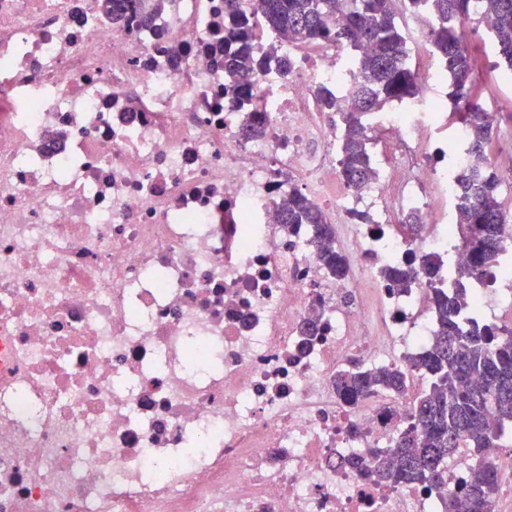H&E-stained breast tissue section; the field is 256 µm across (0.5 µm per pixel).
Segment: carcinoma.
I'll return each instance as SVG.
<instances>
[{
  "label": "carcinoma",
  "mask_w": 512,
  "mask_h": 512,
  "mask_svg": "<svg viewBox=\"0 0 512 512\" xmlns=\"http://www.w3.org/2000/svg\"><path fill=\"white\" fill-rule=\"evenodd\" d=\"M433 19L428 29L430 52L447 72L450 116L467 131L468 171L458 179L455 247L469 256L458 283L481 278L499 262L508 240L507 215L499 201L501 178L488 161L496 116L486 111L472 78L473 64L467 25L488 22L504 62L512 67V0H483L482 14L473 0H224V82L228 95L247 99L253 80L265 67L254 53L252 15L259 13L278 37L292 45L312 42L342 46L354 61L355 92L342 97L328 88L318 90L324 108L341 118L340 176L358 193L372 179L371 158L378 136L365 124L370 112L393 103H410L423 93L421 77L412 66L407 41L395 23L398 11ZM281 223L314 228L313 244L336 279L348 272L347 259L323 249L335 228L321 208L295 189L281 208ZM427 258L418 266H389L384 279L408 288L423 275L434 277ZM463 289L454 295L433 289L435 328L429 348L404 366L355 365L336 375L339 395L354 399L376 392L401 393L409 373L427 380V389L414 401V423L393 446L382 452L371 476L391 487L413 484L441 487L448 480V459L469 448L478 458L494 447L512 423V326L473 323L465 328L458 317ZM505 478L488 469L448 496L445 512H492Z\"/></svg>",
  "instance_id": "carcinoma-1"
}]
</instances>
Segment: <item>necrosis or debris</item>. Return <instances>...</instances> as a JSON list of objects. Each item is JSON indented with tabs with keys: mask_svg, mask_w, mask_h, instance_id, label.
Returning a JSON list of instances; mask_svg holds the SVG:
<instances>
[{
	"mask_svg": "<svg viewBox=\"0 0 512 512\" xmlns=\"http://www.w3.org/2000/svg\"><path fill=\"white\" fill-rule=\"evenodd\" d=\"M223 36L224 0H168L143 28L112 0H0V512H444L480 474L461 456L442 487L373 484L411 397L335 384L429 346L428 281L402 290L383 267L416 249L456 285L469 156L429 164L437 99L373 113L356 194L315 95L350 94L340 54L264 37L234 106ZM295 188L333 215L344 280L280 224ZM362 204L373 223L352 222ZM502 303L512 254L461 313Z\"/></svg>",
	"mask_w": 512,
	"mask_h": 512,
	"instance_id": "obj_1",
	"label": "necrosis or debris"
}]
</instances>
